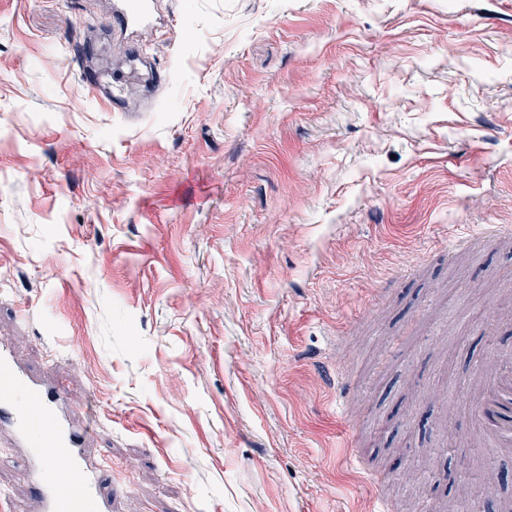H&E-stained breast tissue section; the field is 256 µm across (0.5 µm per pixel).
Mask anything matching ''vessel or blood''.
<instances>
[{
  "instance_id": "vessel-or-blood-1",
  "label": "vessel or blood",
  "mask_w": 512,
  "mask_h": 512,
  "mask_svg": "<svg viewBox=\"0 0 512 512\" xmlns=\"http://www.w3.org/2000/svg\"><path fill=\"white\" fill-rule=\"evenodd\" d=\"M153 0H120L109 21L124 31L153 18ZM80 81L112 111L128 112L129 88L145 85L159 89L168 84V72L154 69L136 57L127 69L108 68L94 46L79 52ZM65 385L44 386L14 369L0 353V423L10 424L30 461L42 512H112L111 498L97 488L98 477L86 459L83 445L91 425L75 426L62 407ZM480 441L497 455L512 454V360L492 370L473 400L470 414Z\"/></svg>"
}]
</instances>
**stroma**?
<instances>
[{
  "label": "stroma",
  "mask_w": 512,
  "mask_h": 512,
  "mask_svg": "<svg viewBox=\"0 0 512 512\" xmlns=\"http://www.w3.org/2000/svg\"><path fill=\"white\" fill-rule=\"evenodd\" d=\"M114 6L0 0V340L91 410L113 512L512 498L467 418L512 357V0ZM88 35L171 71L155 111L83 87ZM0 490L37 512L5 432ZM152 4V0H121L119 8L106 25L122 32L149 23L153 18Z\"/></svg>",
  "instance_id": "stroma-1"
}]
</instances>
